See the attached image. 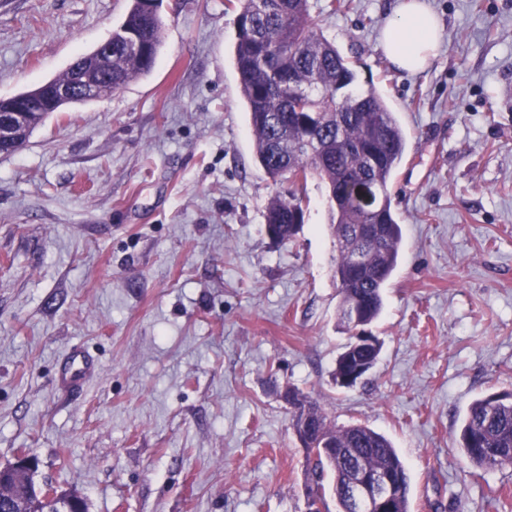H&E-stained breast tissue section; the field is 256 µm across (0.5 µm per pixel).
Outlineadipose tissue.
<instances>
[{"label": "adipose tissue", "mask_w": 512, "mask_h": 512, "mask_svg": "<svg viewBox=\"0 0 512 512\" xmlns=\"http://www.w3.org/2000/svg\"><path fill=\"white\" fill-rule=\"evenodd\" d=\"M439 32L426 0H401L396 16L383 28L379 44L396 68L416 74L434 58Z\"/></svg>", "instance_id": "ef3b65f1"}]
</instances>
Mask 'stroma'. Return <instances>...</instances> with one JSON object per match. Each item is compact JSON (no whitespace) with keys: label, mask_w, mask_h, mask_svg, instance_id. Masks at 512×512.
<instances>
[{"label":"stroma","mask_w":512,"mask_h":512,"mask_svg":"<svg viewBox=\"0 0 512 512\" xmlns=\"http://www.w3.org/2000/svg\"><path fill=\"white\" fill-rule=\"evenodd\" d=\"M311 0L325 35L407 133L389 185L402 228L383 344L352 388L323 185L294 240L265 230L227 0H160L153 70L55 112L0 154V466L35 455L37 484L88 512H306V461L281 399L294 385L336 425L384 434L410 512H496L512 468L458 447L470 404L512 394V0H426L440 24L411 75L378 47L400 0ZM132 0H0V98L64 72ZM80 347L82 393L57 390Z\"/></svg>","instance_id":"obj_1"}]
</instances>
